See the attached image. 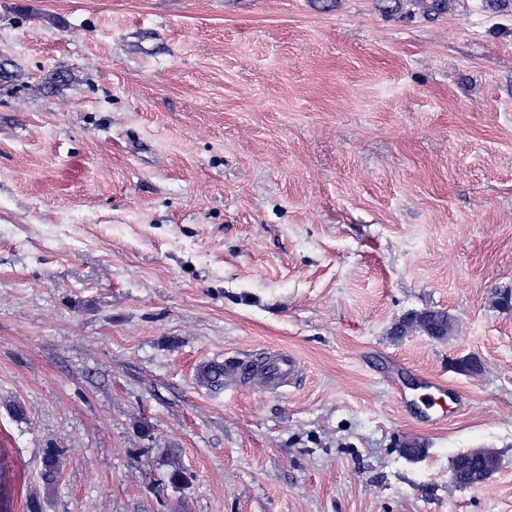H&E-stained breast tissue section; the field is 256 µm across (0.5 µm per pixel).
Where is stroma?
Instances as JSON below:
<instances>
[{"label": "stroma", "instance_id": "stroma-1", "mask_svg": "<svg viewBox=\"0 0 512 512\" xmlns=\"http://www.w3.org/2000/svg\"><path fill=\"white\" fill-rule=\"evenodd\" d=\"M507 290L512 0H0V512H512ZM230 369V370H229ZM234 387L260 383L267 392L285 387L297 378L302 370L299 359L285 349L271 351L257 366L252 361L240 360L226 366ZM60 463V452L57 448H44L42 480L47 487H51L57 481Z\"/></svg>", "mask_w": 512, "mask_h": 512}]
</instances>
